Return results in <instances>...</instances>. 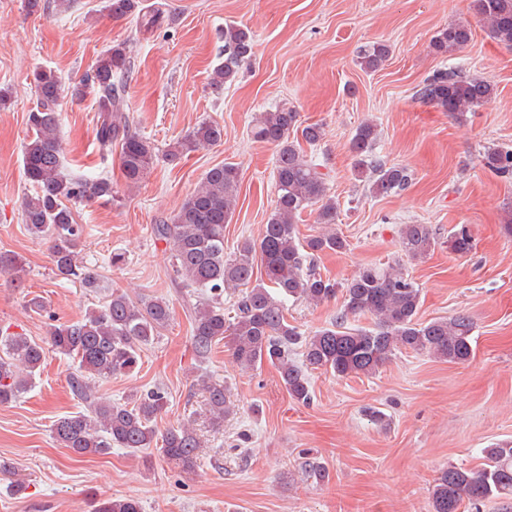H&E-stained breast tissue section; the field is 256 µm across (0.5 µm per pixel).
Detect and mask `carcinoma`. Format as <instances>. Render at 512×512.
<instances>
[{
  "label": "carcinoma",
  "instance_id": "obj_1",
  "mask_svg": "<svg viewBox=\"0 0 512 512\" xmlns=\"http://www.w3.org/2000/svg\"><path fill=\"white\" fill-rule=\"evenodd\" d=\"M475 12L489 24L491 37L512 43V0H473ZM105 9L115 19L141 13L146 28L159 24L162 12L144 11L143 0H105ZM472 31L465 24H450L439 31L433 48L439 54L463 49ZM224 61L213 70L210 85L220 89L235 82L254 57L250 30L227 24L221 34ZM390 46L374 42L358 52L360 65L374 71L387 59ZM131 69L126 47L115 45L104 51L71 89V97L82 98L87 90L97 94L96 135L100 144L120 146L119 167L129 187L144 181L156 152L151 142L130 132L126 100L120 80ZM36 109L28 114L32 134L24 145L23 173L35 194L24 202L23 221L36 237L50 240V255L58 275L73 277L86 289L98 287V278L78 264V246L85 227L77 223L69 203L115 199L112 180L103 177H70L63 169L58 135V102L62 86L52 70L34 72ZM493 83L470 77L455 68H441L424 80L416 96L445 112H469L491 97ZM254 140L276 148L277 200L259 240L245 241L237 252L224 255V225L230 223L238 200L239 168L224 163L209 169L203 180L183 202L171 223L152 226V234L169 245L173 271L185 288L199 291L193 305L191 343L196 355L205 360L214 345L231 337L234 360L247 366L268 362L295 400L311 399L309 372L322 369L338 376L372 375L401 348L427 353L450 363L470 360L474 322L460 311L446 319L420 322L417 314L421 290L401 270L389 266H368L346 283L316 273L315 257L323 252H341L347 241L338 232L322 233L300 240L296 220L307 209L317 208V223H336V205L327 198L324 174L306 159L300 142L314 145L322 137L317 123L304 125L299 113L288 104L259 113L250 129ZM224 128L203 121L187 135L174 141L165 152L170 164L204 147L221 144ZM377 127L361 123L350 140L359 172L372 174L371 189L388 196L405 189L411 175L407 168L386 166L373 154ZM494 173L512 177V149L495 148L484 156ZM436 245V233L428 224H405L400 246L412 260L424 258ZM473 248L465 224L454 226L448 235V249L465 255ZM23 262L11 253H0V273L14 276ZM248 289L237 295L235 314L224 317V292L239 286ZM341 300L340 311L331 326L304 336L288 322L289 301L326 302ZM370 315L376 328H348L350 317ZM171 320L169 304L159 298L130 301L114 292L109 301L92 310L83 320L59 323L50 328L49 343L57 353L77 361L78 373L71 377L73 396L84 410L56 419L51 425L53 439L78 457L106 455L112 448L132 453L160 444L165 460L183 472L197 465L202 445L191 424L163 433L155 426L157 416L168 404L167 392L152 388L130 396L124 403L97 395L94 380L128 375L141 360L148 345ZM301 349L302 360L292 358ZM0 406L17 401L32 387L41 369L45 349L22 335L0 338ZM209 425L224 426L231 406L224 382L202 380ZM485 463L479 470L450 466L441 470L431 489V512H461L463 504L478 506L491 498L512 496V442L501 441L483 449ZM93 512H142L138 501L104 498L94 501Z\"/></svg>",
  "mask_w": 512,
  "mask_h": 512
}]
</instances>
